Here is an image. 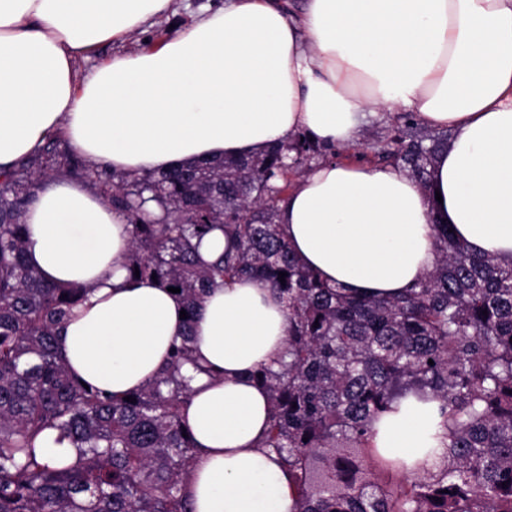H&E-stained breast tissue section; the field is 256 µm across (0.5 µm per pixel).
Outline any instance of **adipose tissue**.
Segmentation results:
<instances>
[{"mask_svg": "<svg viewBox=\"0 0 512 512\" xmlns=\"http://www.w3.org/2000/svg\"><path fill=\"white\" fill-rule=\"evenodd\" d=\"M175 0H0V171L53 136L91 166L163 171L249 156L302 130L354 145L368 115L401 110L452 137L428 185L392 166L328 161L290 189L279 222L300 263L345 293L396 298L437 261L433 227L512 261V0H226L160 46L80 60L175 12ZM26 258L44 280L88 288L62 328L77 379L123 395L151 382L186 303L128 281L132 226L80 180L26 208ZM208 375L183 415L195 444L191 512H295V485L260 442L268 399L254 373L284 352L286 309L262 283L210 289L191 329ZM437 401L383 418L374 445L426 461Z\"/></svg>", "mask_w": 512, "mask_h": 512, "instance_id": "adipose-tissue-1", "label": "adipose tissue"}]
</instances>
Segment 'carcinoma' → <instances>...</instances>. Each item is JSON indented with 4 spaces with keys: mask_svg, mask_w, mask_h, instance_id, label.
I'll use <instances>...</instances> for the list:
<instances>
[{
    "mask_svg": "<svg viewBox=\"0 0 512 512\" xmlns=\"http://www.w3.org/2000/svg\"><path fill=\"white\" fill-rule=\"evenodd\" d=\"M447 145L408 112L373 157L425 186ZM327 155L298 133L248 157L137 175L45 147L0 176V512H190L182 370L208 369L187 335L134 403L68 374L60 328L88 289L48 283L26 259L24 212L53 178L84 180L126 214L129 279L180 289L188 324L206 289L242 277L284 300L285 352L257 370L270 399L261 447L293 476L296 512H512V261L476 256L435 224L437 264L405 295L344 293L296 260L278 221L288 174ZM214 231L227 245L207 261L199 248ZM409 397L439 401L432 467L396 465L373 446L377 422ZM47 429L75 462L47 461L36 447Z\"/></svg>",
    "mask_w": 512,
    "mask_h": 512,
    "instance_id": "1",
    "label": "carcinoma"
}]
</instances>
